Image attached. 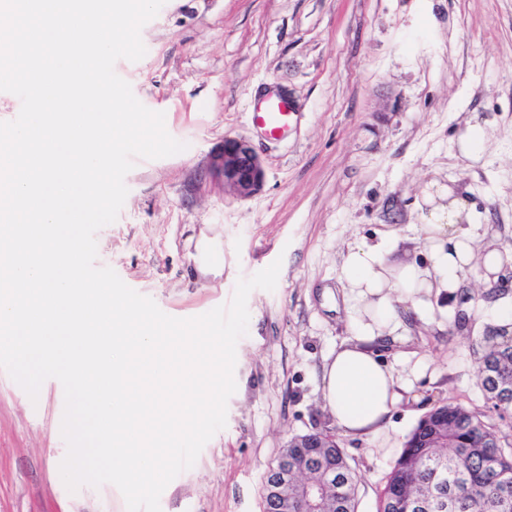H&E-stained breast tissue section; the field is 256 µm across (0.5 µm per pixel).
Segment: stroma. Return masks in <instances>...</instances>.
<instances>
[{
	"label": "stroma",
	"mask_w": 512,
	"mask_h": 512,
	"mask_svg": "<svg viewBox=\"0 0 512 512\" xmlns=\"http://www.w3.org/2000/svg\"><path fill=\"white\" fill-rule=\"evenodd\" d=\"M141 38L145 56L114 70L187 148L136 159L117 220L96 233V264L190 318L281 261L275 290L248 297L225 428L160 497L161 512H262L263 476L280 448L336 428L320 373L352 334L336 308L342 247L392 232L421 258L413 227L436 181L466 199L487 240L512 251V0H166ZM271 91L293 108L277 139L251 121ZM470 124L487 132L477 161L458 146ZM228 137L262 160L264 183L250 198L214 169ZM478 286L468 278L447 299L469 311L464 326L411 330L416 398L402 399L377 438L339 435L361 478L359 512H378L406 436L435 405L486 411L475 339L490 317L473 309ZM63 412L57 379L33 400L0 369V512H127L112 484L65 487Z\"/></svg>",
	"instance_id": "stroma-1"
}]
</instances>
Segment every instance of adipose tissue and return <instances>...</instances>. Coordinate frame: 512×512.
<instances>
[{
    "label": "adipose tissue",
    "instance_id": "adipose-tissue-1",
    "mask_svg": "<svg viewBox=\"0 0 512 512\" xmlns=\"http://www.w3.org/2000/svg\"><path fill=\"white\" fill-rule=\"evenodd\" d=\"M424 221L415 232L424 262L401 253L398 239L350 242L342 256L340 283L351 336L337 346L322 370L324 406L347 435L381 433L403 394L412 392L420 369L410 354L386 359L382 351L404 338L405 313L427 322L448 316L439 299L453 294L466 275L485 280L503 266L493 244H480L479 224L465 222L466 206L445 186L425 194Z\"/></svg>",
    "mask_w": 512,
    "mask_h": 512
}]
</instances>
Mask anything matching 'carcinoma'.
<instances>
[{"label": "carcinoma", "instance_id": "1", "mask_svg": "<svg viewBox=\"0 0 512 512\" xmlns=\"http://www.w3.org/2000/svg\"><path fill=\"white\" fill-rule=\"evenodd\" d=\"M509 333L488 330L481 337L477 379L486 403L502 422L512 413V391L498 392L495 378L512 376V345L504 346ZM448 438L439 448H421L422 439L434 432ZM319 449L336 467V487L326 491L336 500V512H356L360 478L347 462L336 439L327 437ZM428 502L442 512H512V444L496 438L483 415L461 404L440 406L419 420L400 456L386 477L379 512H401L400 501Z\"/></svg>", "mask_w": 512, "mask_h": 512}]
</instances>
